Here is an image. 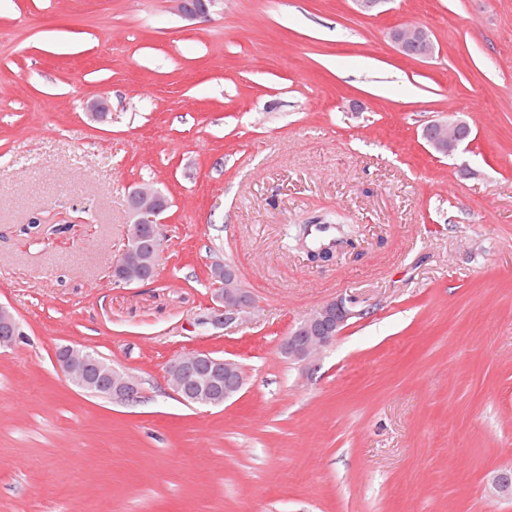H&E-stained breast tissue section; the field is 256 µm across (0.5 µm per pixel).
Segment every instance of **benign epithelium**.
<instances>
[{
    "label": "benign epithelium",
    "instance_id": "7a95c632",
    "mask_svg": "<svg viewBox=\"0 0 512 512\" xmlns=\"http://www.w3.org/2000/svg\"><path fill=\"white\" fill-rule=\"evenodd\" d=\"M176 10L190 19H207L210 8L219 0H172ZM389 37L399 52L412 59H427L434 53L431 32L426 28L409 23H400L390 29ZM469 124L453 115L448 120L434 122L424 129L423 138L430 148L442 156H454L463 147L467 137L462 131ZM130 225L125 248L113 262L112 282L117 285H131L149 280V277L133 278L128 274L129 259L143 245L151 240V248L160 253L162 238L165 237L161 214L166 209V199L151 184H141L128 196ZM213 268L224 274V287L217 288L211 297L210 312L203 324L212 329H221L243 318L254 308L249 291L240 284L235 268L224 262L213 263ZM359 300L354 296H342L326 302L309 316L302 319L289 332L282 351L289 359L309 367L321 351L335 341L347 322L364 313L358 308ZM23 333L19 321L11 310L0 305V347L12 346ZM55 364L60 373L81 389H87L112 398L113 401L131 404L141 394L139 377L109 367L100 371L95 360L75 365L68 358L55 353ZM166 388L190 404H221L236 397L245 384L244 375L238 363L232 359L214 357L206 352L191 351L172 359L165 368ZM491 493L497 497H512V471L503 470L493 476Z\"/></svg>",
    "mask_w": 512,
    "mask_h": 512
}]
</instances>
